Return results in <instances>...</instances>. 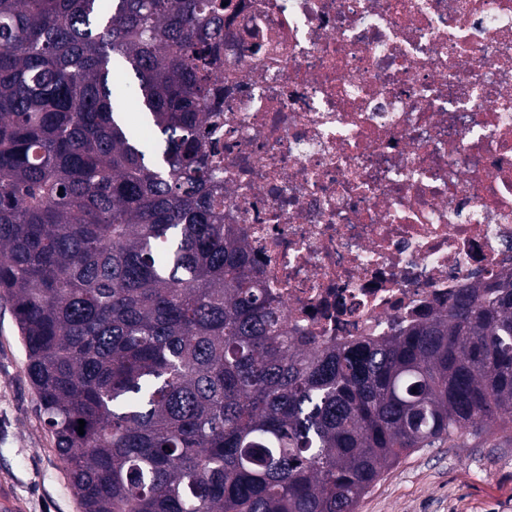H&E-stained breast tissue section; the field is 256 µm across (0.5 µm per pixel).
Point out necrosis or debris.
<instances>
[{"instance_id": "necrosis-or-debris-1", "label": "necrosis or debris", "mask_w": 512, "mask_h": 512, "mask_svg": "<svg viewBox=\"0 0 512 512\" xmlns=\"http://www.w3.org/2000/svg\"><path fill=\"white\" fill-rule=\"evenodd\" d=\"M216 83L224 221L297 335L512 272V0H231Z\"/></svg>"}]
</instances>
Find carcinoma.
Masks as SVG:
<instances>
[{
	"label": "carcinoma",
	"mask_w": 512,
	"mask_h": 512,
	"mask_svg": "<svg viewBox=\"0 0 512 512\" xmlns=\"http://www.w3.org/2000/svg\"><path fill=\"white\" fill-rule=\"evenodd\" d=\"M222 2L0 0V297L82 512H356L419 448L512 439V275L288 334L224 223Z\"/></svg>",
	"instance_id": "obj_1"
}]
</instances>
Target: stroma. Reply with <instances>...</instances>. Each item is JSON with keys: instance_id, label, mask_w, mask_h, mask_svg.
I'll return each mask as SVG.
<instances>
[{"instance_id": "35a3bbf8", "label": "stroma", "mask_w": 512, "mask_h": 512, "mask_svg": "<svg viewBox=\"0 0 512 512\" xmlns=\"http://www.w3.org/2000/svg\"><path fill=\"white\" fill-rule=\"evenodd\" d=\"M20 512H81L36 406L10 304L0 298V486ZM357 512H512V442L471 435L386 471Z\"/></svg>"}]
</instances>
